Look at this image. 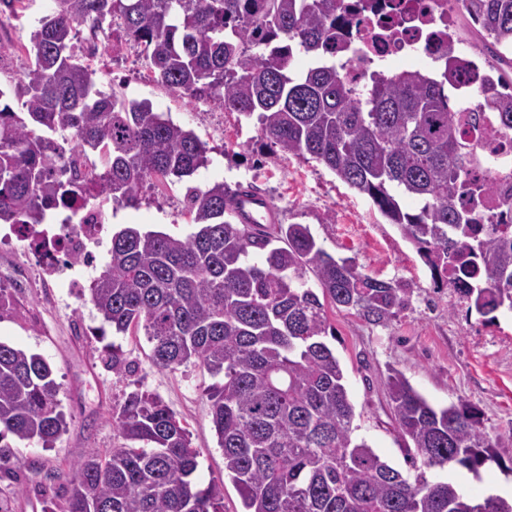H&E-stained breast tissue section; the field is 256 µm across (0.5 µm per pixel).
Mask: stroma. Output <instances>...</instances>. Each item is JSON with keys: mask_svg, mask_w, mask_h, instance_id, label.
Returning a JSON list of instances; mask_svg holds the SVG:
<instances>
[{"mask_svg": "<svg viewBox=\"0 0 512 512\" xmlns=\"http://www.w3.org/2000/svg\"><path fill=\"white\" fill-rule=\"evenodd\" d=\"M52 0H29L24 17L0 28V66L22 74L28 65L23 44ZM101 90L148 101L205 143L209 162L185 181L147 182L135 207H114L109 231L128 225L183 237L194 226L185 207L187 188L215 183L253 188L265 196L283 224L309 226L317 242L337 258L354 260L358 270L404 288L406 304L388 325L365 322L356 311L327 306L336 337L330 342L344 369L355 408L356 433L391 465L409 471L405 443L394 428L385 382L400 371L429 402L445 406L466 401L481 413L497 437L495 460L479 474L450 470L473 493L512 484L502 463L512 460V313L488 322L468 312L451 288L434 283L414 246L374 208L314 160L270 148L256 119L226 112L211 102L195 103L153 79L130 49L94 55ZM44 260L25 243L0 242V287L13 304L0 313V341L42 355L61 386L59 399L68 427L54 447L35 440L9 439L12 478L0 479V512H68L74 463L103 455L122 439L112 412L135 390L156 394L181 418L199 451L194 479L200 487L224 486V512H241L232 482L224 478V454L211 428L204 390L214 379L195 365L163 370L150 360L143 335L104 331L90 301L43 273ZM121 346L133 371L117 375L108 365L106 344Z\"/></svg>", "mask_w": 512, "mask_h": 512, "instance_id": "35a3bbf8", "label": "stroma"}]
</instances>
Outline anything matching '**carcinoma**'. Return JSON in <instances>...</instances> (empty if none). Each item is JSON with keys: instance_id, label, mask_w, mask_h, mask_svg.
<instances>
[{"instance_id": "1", "label": "carcinoma", "mask_w": 512, "mask_h": 512, "mask_svg": "<svg viewBox=\"0 0 512 512\" xmlns=\"http://www.w3.org/2000/svg\"><path fill=\"white\" fill-rule=\"evenodd\" d=\"M342 2L54 0L30 38L29 65L0 88V223L42 224L67 204L60 170L74 154L102 157L86 199L123 207L138 204L147 181H180L207 163L192 131L98 87L74 43L88 23L112 49L134 50L157 82L257 116L270 146L317 161L367 196L467 311L489 322L512 312V174L483 179L478 154L481 145L498 150L482 141L489 132L512 145V90L483 86L475 110L454 108L448 67L374 74L360 97L334 61L356 51ZM462 5L483 30L475 48L512 68V0ZM297 54L310 58L300 71L291 69ZM490 194L500 209L489 215ZM236 195L222 183L187 188L196 231L185 238L134 226L113 233L90 301L116 333L144 331L156 367L192 363L223 376L205 395L242 512H512V499L426 476L455 466L476 473L496 460L467 403L436 407L392 368L388 405L414 474L354 436L321 299L385 325L403 307V289L332 256L303 224L240 223ZM109 361L115 374L130 372L120 346ZM59 392L44 357L0 341V442L51 446L67 425ZM112 427L124 443L77 463L69 512H223L224 485L197 487L199 452L158 396L129 393Z\"/></svg>"}]
</instances>
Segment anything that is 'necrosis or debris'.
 <instances>
[{
	"instance_id": "obj_1",
	"label": "necrosis or debris",
	"mask_w": 512,
	"mask_h": 512,
	"mask_svg": "<svg viewBox=\"0 0 512 512\" xmlns=\"http://www.w3.org/2000/svg\"><path fill=\"white\" fill-rule=\"evenodd\" d=\"M343 4L361 45L358 55L343 59L351 77L383 73L396 62L421 68L444 62L453 39L448 0H343ZM109 222L103 207L81 199L62 212L60 224H13L9 232L39 247L47 270L79 288L94 266Z\"/></svg>"
}]
</instances>
